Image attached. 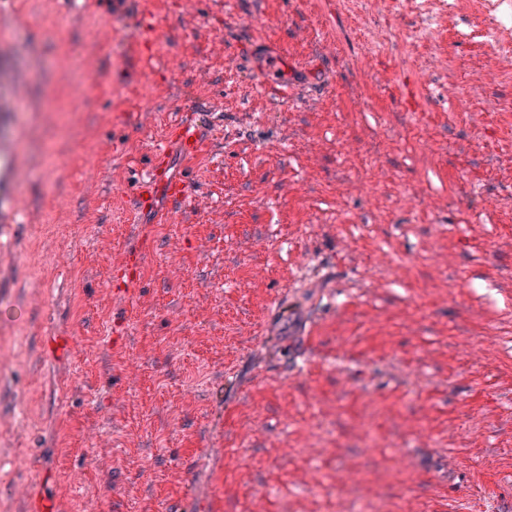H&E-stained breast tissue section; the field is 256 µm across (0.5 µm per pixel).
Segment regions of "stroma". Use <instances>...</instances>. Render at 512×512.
<instances>
[{"label": "stroma", "instance_id": "1", "mask_svg": "<svg viewBox=\"0 0 512 512\" xmlns=\"http://www.w3.org/2000/svg\"><path fill=\"white\" fill-rule=\"evenodd\" d=\"M483 2L0 0V146L36 167L0 223V512L18 485L39 512H512V72ZM374 26L401 38L368 61ZM179 117L203 145L159 223L134 197Z\"/></svg>", "mask_w": 512, "mask_h": 512}]
</instances>
